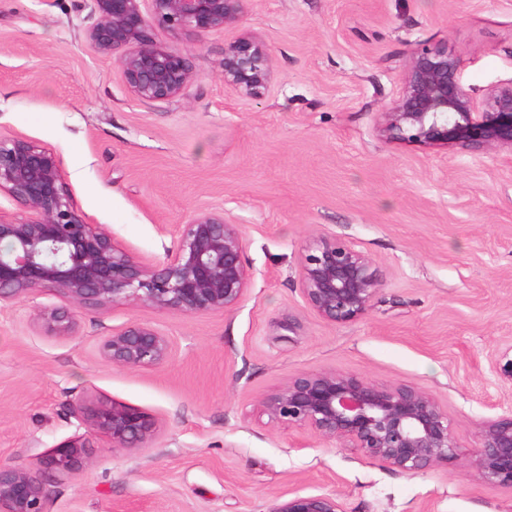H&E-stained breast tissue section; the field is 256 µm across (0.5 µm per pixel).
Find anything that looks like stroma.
<instances>
[{
  "label": "stroma",
  "instance_id": "35a3bbf8",
  "mask_svg": "<svg viewBox=\"0 0 512 512\" xmlns=\"http://www.w3.org/2000/svg\"><path fill=\"white\" fill-rule=\"evenodd\" d=\"M95 21L93 0H0V136L51 149L75 207L142 260L165 261L177 225L224 214L251 279L228 312L87 305L66 336L36 319L60 294L0 303V463L86 434L79 407L114 400L157 417L155 442L115 450L92 435V464L44 475L54 512H269L296 491L336 495L343 512H512V489L470 466L481 426L512 413V378L491 367L512 349V153L380 133L418 45L456 56L476 103L512 83V0H248L236 26H157L195 72L168 102L128 92L87 39ZM245 31L271 58L257 99L224 84V47ZM321 234L380 274L356 322L328 323L302 299L301 252ZM133 321L171 338L167 363L101 358L103 337ZM320 370L422 389L459 457L411 475L270 424L264 396Z\"/></svg>",
  "mask_w": 512,
  "mask_h": 512
}]
</instances>
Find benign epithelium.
I'll return each instance as SVG.
<instances>
[{
  "mask_svg": "<svg viewBox=\"0 0 512 512\" xmlns=\"http://www.w3.org/2000/svg\"><path fill=\"white\" fill-rule=\"evenodd\" d=\"M150 2L146 17L142 2ZM98 20L87 34L91 46L117 61L129 92L143 102L180 98L194 78L189 54L160 45L150 22L198 35L239 24L247 0H93ZM272 81L265 45L242 35L224 47V85L258 98ZM383 135L423 147L478 151L512 149V84L488 93L477 110L460 82V61L440 46H422L410 58L402 90L383 113ZM25 216L0 217V302L42 290L62 294L68 305L41 309L43 328L72 332L83 305L141 303L199 315L234 308L251 273L238 225L223 215L201 214L177 225L167 259L146 263L91 224L73 204L57 155L18 137L0 136V192ZM299 282L306 306L333 324L352 323L372 307L380 287L373 261L354 246L320 235L304 247ZM169 337L133 321L103 338L100 353L115 366L154 368L172 356ZM261 411L277 426L305 429L339 441L401 472L418 474L459 455L448 414L426 392L407 384L379 383L326 370L302 373L267 395ZM92 432L112 447H150L159 422L150 412L112 401L79 408ZM90 438L66 440L39 458L0 463V512H51L52 491L42 471H75L93 460ZM471 467L488 483L512 489V414L487 422ZM269 512H343L336 496L300 493Z\"/></svg>",
  "mask_w": 512,
  "mask_h": 512,
  "instance_id": "1",
  "label": "benign epithelium"
}]
</instances>
